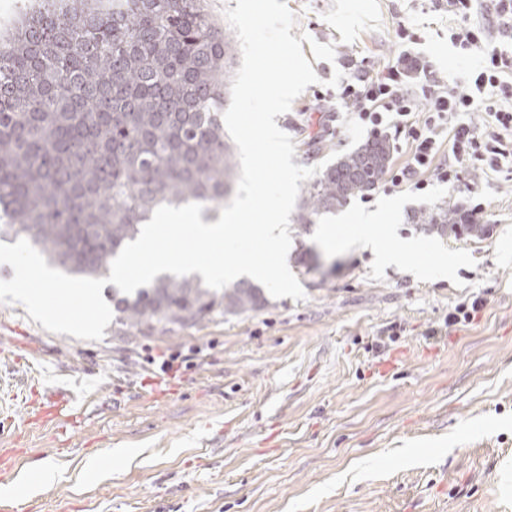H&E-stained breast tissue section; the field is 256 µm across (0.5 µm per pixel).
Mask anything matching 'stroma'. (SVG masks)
<instances>
[{"label":"stroma","mask_w":512,"mask_h":512,"mask_svg":"<svg viewBox=\"0 0 512 512\" xmlns=\"http://www.w3.org/2000/svg\"><path fill=\"white\" fill-rule=\"evenodd\" d=\"M292 36L330 44L312 60L317 84L277 116L294 164L347 153L367 130L336 132L335 90L346 65L378 70L400 51L420 53L460 91L470 66L450 41L458 23L445 0H286ZM320 152H313V145ZM488 205L485 237L437 236L414 212L441 201ZM382 240L410 241L387 265L345 247L364 215ZM336 227L337 244L318 234ZM290 270L302 300L270 299L150 336L98 341L54 334L19 304L0 303V484L59 477L0 512H512V176L476 163L464 187L431 182L413 192L381 180L301 229L289 227ZM487 303L447 325L473 295ZM177 353L173 370L155 359ZM86 379L74 416L35 419L33 403L69 376ZM132 449L105 473L88 458Z\"/></svg>","instance_id":"1"}]
</instances>
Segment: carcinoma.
I'll return each instance as SVG.
<instances>
[{
    "label": "carcinoma",
    "instance_id": "obj_1",
    "mask_svg": "<svg viewBox=\"0 0 512 512\" xmlns=\"http://www.w3.org/2000/svg\"><path fill=\"white\" fill-rule=\"evenodd\" d=\"M234 59L205 0H39L0 43V239L24 238L66 272L98 278L158 206L225 202ZM391 154L388 138L372 137L326 166L298 223L370 194ZM412 221L439 236L489 231L446 202ZM110 300L119 331L141 336L268 304L246 279L213 290L170 275Z\"/></svg>",
    "mask_w": 512,
    "mask_h": 512
}]
</instances>
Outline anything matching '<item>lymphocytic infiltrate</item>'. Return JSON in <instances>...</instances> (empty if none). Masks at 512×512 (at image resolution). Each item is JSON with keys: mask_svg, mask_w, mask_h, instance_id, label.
Returning <instances> with one entry per match:
<instances>
[{"mask_svg": "<svg viewBox=\"0 0 512 512\" xmlns=\"http://www.w3.org/2000/svg\"><path fill=\"white\" fill-rule=\"evenodd\" d=\"M453 45L474 63L473 85L496 93L484 108L483 129L460 122V113L475 109L473 94L448 86L417 54L403 51L380 71L358 70L336 85V99L345 108L341 127H363L375 136L387 135L410 147L407 160L390 172L395 187L425 190L430 181L457 187L470 162H487L492 171L512 165V52L459 26L451 33ZM424 95L429 108L417 115L416 97Z\"/></svg>", "mask_w": 512, "mask_h": 512, "instance_id": "f902f5d3", "label": "lymphocytic infiltrate"}]
</instances>
